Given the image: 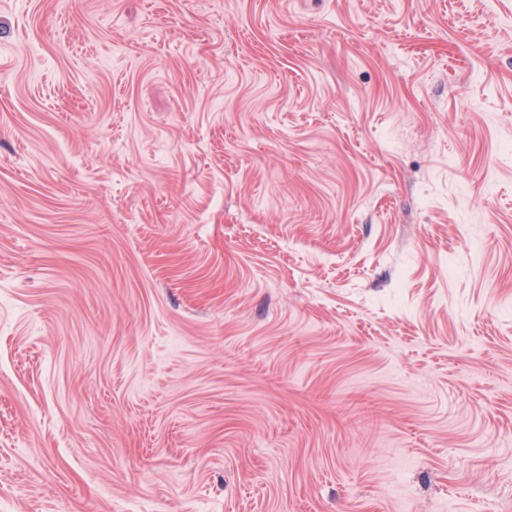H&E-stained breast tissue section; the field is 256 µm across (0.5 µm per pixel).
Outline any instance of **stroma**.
<instances>
[{"label": "stroma", "mask_w": 512, "mask_h": 512, "mask_svg": "<svg viewBox=\"0 0 512 512\" xmlns=\"http://www.w3.org/2000/svg\"><path fill=\"white\" fill-rule=\"evenodd\" d=\"M0 512H512V0H0Z\"/></svg>", "instance_id": "35a3bbf8"}]
</instances>
